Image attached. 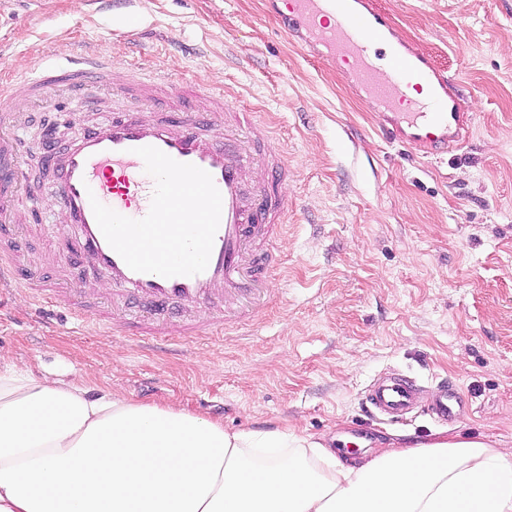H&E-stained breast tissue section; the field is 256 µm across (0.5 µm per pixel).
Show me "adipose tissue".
Masks as SVG:
<instances>
[{
  "label": "adipose tissue",
  "instance_id": "ef3b65f1",
  "mask_svg": "<svg viewBox=\"0 0 512 512\" xmlns=\"http://www.w3.org/2000/svg\"><path fill=\"white\" fill-rule=\"evenodd\" d=\"M0 512H512V448L228 432L0 359Z\"/></svg>",
  "mask_w": 512,
  "mask_h": 512
}]
</instances>
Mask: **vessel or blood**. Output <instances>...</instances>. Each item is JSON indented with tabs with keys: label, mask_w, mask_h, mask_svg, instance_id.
I'll return each mask as SVG.
<instances>
[{
	"label": "vessel or blood",
	"mask_w": 512,
	"mask_h": 512,
	"mask_svg": "<svg viewBox=\"0 0 512 512\" xmlns=\"http://www.w3.org/2000/svg\"><path fill=\"white\" fill-rule=\"evenodd\" d=\"M285 34L301 28L307 40L332 50L354 72L358 83L391 113L392 136L409 146L427 147L430 154L446 153L464 141L466 100L456 85L432 62L428 53L410 48L396 35L393 20L378 11L373 0H285ZM32 76L0 83V288L28 296L37 307H62L75 316L86 310L98 322L111 321L112 312L129 297L148 306L144 319L123 323L128 335L191 342L211 330L238 320L257 300L271 297L269 272L277 262L275 243L280 218L288 205V160L272 147L255 152L263 168L277 178L250 190L244 163L228 143L211 135L216 126L241 132L249 141L262 137L253 113L225 107L216 89L202 92L176 84L169 75L149 72L127 78L118 61L90 52H76L60 61L41 58ZM96 85L104 96L134 99L136 112H116L95 130L76 136L62 150L45 132L51 149L46 163L55 174L50 195L70 218L56 236L69 252L81 257L111 290L99 301L98 282L74 271L48 283L22 275L17 218L31 206L26 197L17 150L16 102H37L57 93ZM426 90L424 103L412 109L402 104L410 89ZM158 148L174 160L208 172L222 198L220 225L206 270L194 276L165 278L131 270L104 238L91 202L99 200L117 213L143 218L149 211L154 179L137 155L140 147ZM371 416L399 422L423 414L435 421L459 418L465 402L456 385L425 399L417 379L401 375L374 383L363 398Z\"/></svg>",
	"instance_id": "obj_1"
}]
</instances>
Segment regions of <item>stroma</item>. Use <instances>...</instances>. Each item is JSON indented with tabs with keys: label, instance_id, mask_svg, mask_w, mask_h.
<instances>
[{
	"label": "stroma",
	"instance_id": "35a3bbf8",
	"mask_svg": "<svg viewBox=\"0 0 512 512\" xmlns=\"http://www.w3.org/2000/svg\"><path fill=\"white\" fill-rule=\"evenodd\" d=\"M375 2L470 104L471 134L447 153L390 138L343 63L287 38L272 0H0V81L28 74L42 52L87 48L133 72L148 64L223 87L290 166L275 300L253 325L144 348L80 320L42 323L6 294L0 356L97 392L175 403L230 432L325 434L346 459L440 432L512 448V0ZM111 107L78 95L18 104L38 223L65 221L47 203L53 171L36 149L47 121L62 148ZM393 370L430 395L458 383L468 409L449 424L368 418L366 386Z\"/></svg>",
	"mask_w": 512,
	"mask_h": 512
}]
</instances>
